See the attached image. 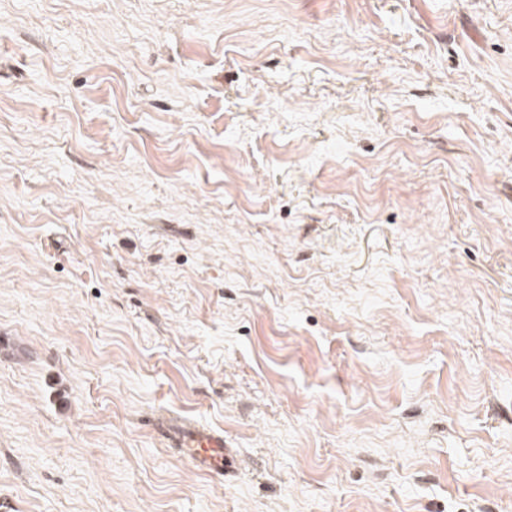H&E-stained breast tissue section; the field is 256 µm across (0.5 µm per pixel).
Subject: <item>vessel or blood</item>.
I'll list each match as a JSON object with an SVG mask.
<instances>
[{
	"label": "vessel or blood",
	"mask_w": 512,
	"mask_h": 512,
	"mask_svg": "<svg viewBox=\"0 0 512 512\" xmlns=\"http://www.w3.org/2000/svg\"><path fill=\"white\" fill-rule=\"evenodd\" d=\"M166 447L175 449L200 473L224 478L237 469V459L224 445L223 433L191 423L161 429Z\"/></svg>",
	"instance_id": "obj_1"
}]
</instances>
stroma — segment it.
Returning a JSON list of instances; mask_svg holds the SVG:
<instances>
[{
	"label": "stroma",
	"instance_id": "stroma-1",
	"mask_svg": "<svg viewBox=\"0 0 512 512\" xmlns=\"http://www.w3.org/2000/svg\"><path fill=\"white\" fill-rule=\"evenodd\" d=\"M0 512H512V0H0ZM164 444L174 448L200 473L224 479L237 470V459L224 446V434L195 424L172 425L160 431Z\"/></svg>",
	"mask_w": 512,
	"mask_h": 512
}]
</instances>
